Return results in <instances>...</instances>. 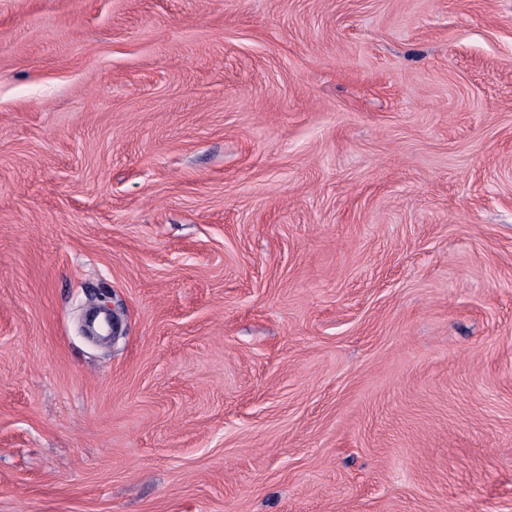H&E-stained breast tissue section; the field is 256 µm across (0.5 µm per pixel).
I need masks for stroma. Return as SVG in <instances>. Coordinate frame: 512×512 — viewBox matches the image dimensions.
I'll list each match as a JSON object with an SVG mask.
<instances>
[{"label":"stroma","instance_id":"obj_1","mask_svg":"<svg viewBox=\"0 0 512 512\" xmlns=\"http://www.w3.org/2000/svg\"><path fill=\"white\" fill-rule=\"evenodd\" d=\"M0 512H512V0H0Z\"/></svg>","mask_w":512,"mask_h":512}]
</instances>
